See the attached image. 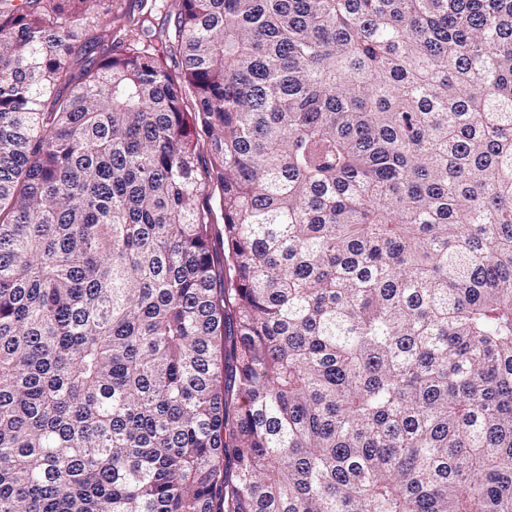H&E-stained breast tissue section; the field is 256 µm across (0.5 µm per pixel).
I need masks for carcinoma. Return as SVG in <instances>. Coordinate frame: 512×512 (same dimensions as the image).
Instances as JSON below:
<instances>
[{"label": "carcinoma", "instance_id": "1", "mask_svg": "<svg viewBox=\"0 0 512 512\" xmlns=\"http://www.w3.org/2000/svg\"><path fill=\"white\" fill-rule=\"evenodd\" d=\"M111 13L0 0V512H512V0ZM112 22L107 26L109 43H151L165 50L163 64L179 75L182 57L177 50L178 0H113ZM145 20L143 31L131 33L129 19ZM135 33H138L136 36ZM171 51H170V49ZM198 146L196 151V167L201 180V192L197 198V206L203 212H209V222L214 224L215 235L212 238V248L221 253L224 251V215L220 205V197L212 173V156L207 145L208 138L201 125L196 126Z\"/></svg>", "mask_w": 512, "mask_h": 512}]
</instances>
